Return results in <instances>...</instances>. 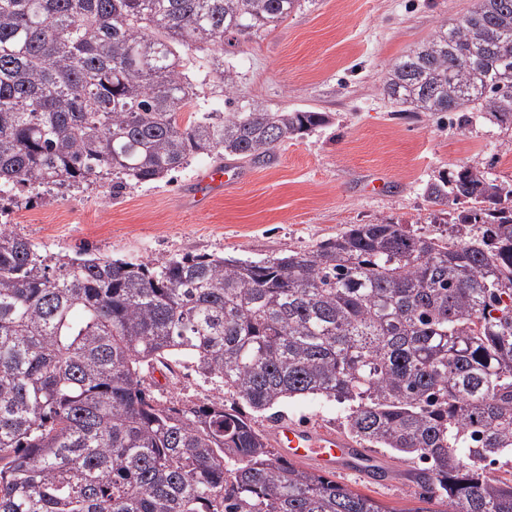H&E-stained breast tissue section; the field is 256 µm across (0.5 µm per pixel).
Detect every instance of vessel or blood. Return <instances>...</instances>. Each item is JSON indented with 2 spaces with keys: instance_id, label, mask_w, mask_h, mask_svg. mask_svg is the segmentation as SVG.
Returning a JSON list of instances; mask_svg holds the SVG:
<instances>
[{
  "instance_id": "obj_1",
  "label": "vessel or blood",
  "mask_w": 512,
  "mask_h": 512,
  "mask_svg": "<svg viewBox=\"0 0 512 512\" xmlns=\"http://www.w3.org/2000/svg\"><path fill=\"white\" fill-rule=\"evenodd\" d=\"M232 182L228 168L214 166L197 177L193 191L197 194L205 191L218 193ZM271 444L288 460L309 462L323 471L335 469L338 459L359 455L348 438L333 432L312 430L287 419L274 426Z\"/></svg>"
}]
</instances>
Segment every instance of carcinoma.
<instances>
[{"mask_svg":"<svg viewBox=\"0 0 512 512\" xmlns=\"http://www.w3.org/2000/svg\"><path fill=\"white\" fill-rule=\"evenodd\" d=\"M302 0H0V198L148 184L198 157L260 162L330 122L197 110L180 50L235 47ZM406 112L512 130V0H477L403 55ZM447 234L352 224L263 261L48 256L0 224V512H386L272 448L258 416L320 396L357 444L417 464L410 512H512V183H431ZM184 363L224 396L146 387Z\"/></svg>","mask_w":512,"mask_h":512,"instance_id":"carcinoma-1","label":"carcinoma"}]
</instances>
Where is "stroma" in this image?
I'll return each mask as SVG.
<instances>
[{
    "label": "stroma",
    "mask_w": 512,
    "mask_h": 512,
    "mask_svg": "<svg viewBox=\"0 0 512 512\" xmlns=\"http://www.w3.org/2000/svg\"><path fill=\"white\" fill-rule=\"evenodd\" d=\"M476 0H304L276 30L231 53L219 45L190 51L188 74L201 111H228L224 81L211 60L223 55L237 100L266 110L328 113L329 124L278 145L262 163L242 161L249 177L205 205L187 201L190 183L211 167L194 159L152 184H128L119 196L95 185L51 192L24 191L0 201L10 225L50 254L81 247L140 262L186 253L261 261L303 252L351 224L381 221L436 235L428 184L467 165L512 181V131L483 121L466 127L447 116L401 112L384 97L392 65L429 39L443 19L468 13ZM179 405H203L220 391L193 369L155 388ZM284 417L343 432L344 413L320 397L282 404ZM383 478L363 469L336 471L337 481L390 508L418 507L414 465L372 448Z\"/></svg>",
    "instance_id": "35a3bbf8"
}]
</instances>
